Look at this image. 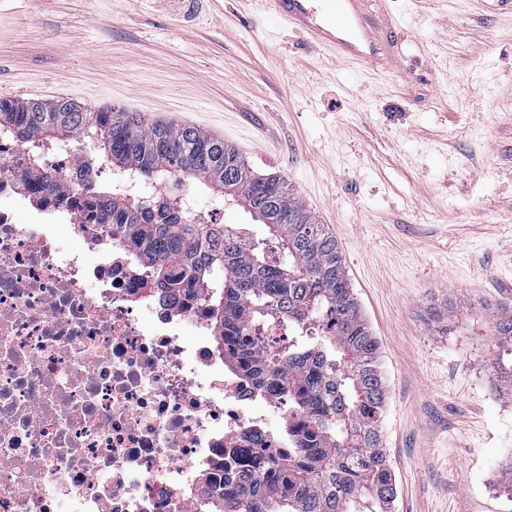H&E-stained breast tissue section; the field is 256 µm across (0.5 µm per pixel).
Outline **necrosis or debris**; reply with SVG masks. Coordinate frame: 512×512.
<instances>
[{
	"label": "necrosis or debris",
	"mask_w": 512,
	"mask_h": 512,
	"mask_svg": "<svg viewBox=\"0 0 512 512\" xmlns=\"http://www.w3.org/2000/svg\"><path fill=\"white\" fill-rule=\"evenodd\" d=\"M15 194L0 176V512H205L219 466L287 453L302 419L243 377L199 299L163 296L80 209L19 222Z\"/></svg>",
	"instance_id": "1"
}]
</instances>
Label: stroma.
<instances>
[{
	"label": "stroma",
	"instance_id": "1",
	"mask_svg": "<svg viewBox=\"0 0 512 512\" xmlns=\"http://www.w3.org/2000/svg\"><path fill=\"white\" fill-rule=\"evenodd\" d=\"M383 9L405 64L366 73L235 0H0V97L191 125L288 180L380 344L391 512H512V9ZM494 331L496 340L510 351V364L497 363L493 366V380L497 382L502 394L512 397V312L501 313L495 321Z\"/></svg>",
	"mask_w": 512,
	"mask_h": 512
}]
</instances>
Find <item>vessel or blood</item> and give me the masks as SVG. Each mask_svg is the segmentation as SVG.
<instances>
[{
    "label": "vessel or blood",
    "instance_id": "b4317fda",
    "mask_svg": "<svg viewBox=\"0 0 512 512\" xmlns=\"http://www.w3.org/2000/svg\"><path fill=\"white\" fill-rule=\"evenodd\" d=\"M371 0H249L255 14L275 13L308 44L347 63L375 66L391 46L383 13Z\"/></svg>",
    "mask_w": 512,
    "mask_h": 512
}]
</instances>
